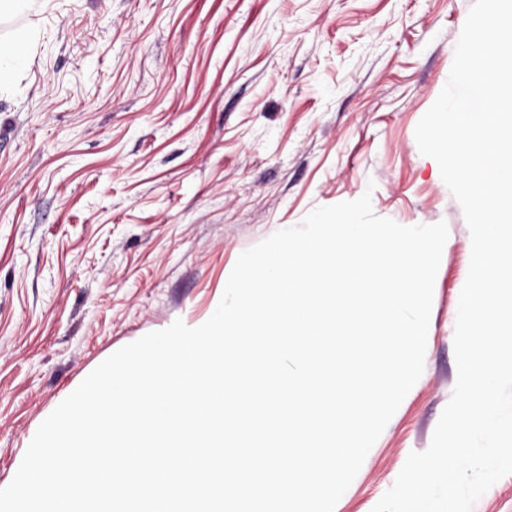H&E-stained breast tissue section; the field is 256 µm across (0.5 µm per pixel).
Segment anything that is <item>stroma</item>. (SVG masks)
Here are the masks:
<instances>
[{
  "label": "stroma",
  "instance_id": "obj_1",
  "mask_svg": "<svg viewBox=\"0 0 512 512\" xmlns=\"http://www.w3.org/2000/svg\"><path fill=\"white\" fill-rule=\"evenodd\" d=\"M474 0H29L0 87V488L122 346L218 306L238 256L315 208L446 222L424 371L334 512H372L457 380L471 237L415 128Z\"/></svg>",
  "mask_w": 512,
  "mask_h": 512
}]
</instances>
